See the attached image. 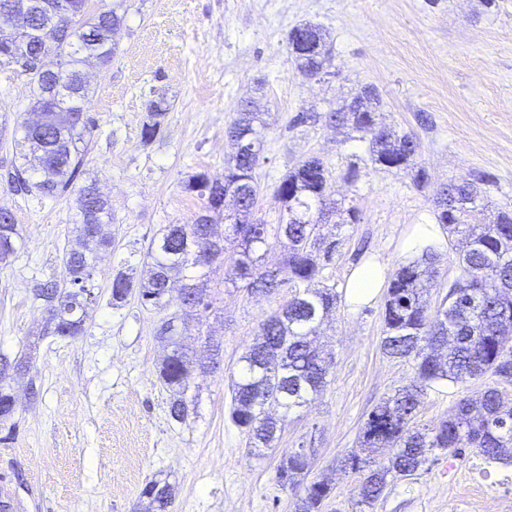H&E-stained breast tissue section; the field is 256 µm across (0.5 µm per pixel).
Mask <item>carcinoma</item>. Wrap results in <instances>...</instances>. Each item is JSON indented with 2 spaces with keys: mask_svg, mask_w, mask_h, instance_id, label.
<instances>
[{
  "mask_svg": "<svg viewBox=\"0 0 512 512\" xmlns=\"http://www.w3.org/2000/svg\"><path fill=\"white\" fill-rule=\"evenodd\" d=\"M11 2L23 27L14 51L39 62L42 74L50 75L58 66L64 70L66 93L59 98L41 74H31V111L40 113L42 124L31 127L26 119L19 123L8 182L44 198L76 192L75 242L83 244L86 252L72 247L65 250L61 276L40 281L33 288L34 299L54 314L44 333L74 338L86 332L93 254L112 244V237L98 234L100 228L112 225V211L96 183L73 190L88 151L87 136L94 128L85 112L91 88L83 67L91 58L101 66L112 62L116 55L112 36L123 23L118 13L123 2L115 0L90 11L88 0H42V15L35 18L24 13L27 0ZM287 42L300 73L307 76L330 65V47L320 27L295 26ZM379 106L376 89L365 86L329 112H300L292 122L349 125L369 137L375 163L405 170L416 186H426L429 174L417 161L419 144L413 136L382 125ZM167 110L162 99L150 103V122L142 129L144 142L158 133ZM264 126L261 113L251 109L239 113L229 132L247 136L255 149L233 155L221 182L204 173L184 182L185 191L203 200V214L192 224H169L161 236L151 240L146 257L151 259L152 274L140 285L138 299L146 307L162 308L169 302L165 280L175 277L191 287L179 296L182 315L163 321L156 332V338L170 347L158 367V378L170 391L169 416L183 422L188 416L185 395L194 369L216 364L219 355L218 344L211 340L207 363L189 355L181 343L190 320L200 319L211 306L204 268L224 263L220 256L210 261L202 257L214 225L210 213L224 210L225 193L248 187L238 213L224 214L223 241L238 253L232 276L246 282L249 290L266 287L261 259L277 246L281 260L276 267V288L295 289L286 304L262 321L256 342L240 357L237 375L231 377V422L245 432L250 447L269 449L282 430L269 407L288 413L327 386L332 352L317 347L315 339L324 318L336 308L338 294L321 284L331 246L337 244L316 236L315 226L324 223L327 207V171L322 159L300 161L276 185L274 196L285 217L274 229L254 217L260 195L255 170L261 159ZM435 204L437 222L465 240L459 251V274L434 303L436 253L428 252L421 260L400 266L390 281L381 349L391 357L413 360L415 376L369 412L359 433L360 452L341 460L342 470L362 476L357 501L362 507H374L391 481L415 475L451 450L476 448L489 461L512 463V399L495 385L460 397L448 418L433 428H419L415 423L421 396L445 381L458 384L490 374L512 384V206L498 208L492 221H483L487 201L477 178L449 180L437 191ZM20 240L14 214L0 207V264L17 253ZM130 293V280L115 278L112 305L125 302ZM27 366L24 354L12 361L0 360L1 429L11 432L16 426L10 373H20ZM309 469V456L298 451L283 454L277 468L282 486L303 487L296 512H321L331 494L327 480L303 483ZM141 496L148 500L145 512H167L174 489L151 480Z\"/></svg>",
  "mask_w": 512,
  "mask_h": 512,
  "instance_id": "cac0c4a2",
  "label": "carcinoma"
}]
</instances>
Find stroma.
Wrapping results in <instances>:
<instances>
[{
	"instance_id": "1",
	"label": "stroma",
	"mask_w": 512,
	"mask_h": 512,
	"mask_svg": "<svg viewBox=\"0 0 512 512\" xmlns=\"http://www.w3.org/2000/svg\"><path fill=\"white\" fill-rule=\"evenodd\" d=\"M125 9L111 64L87 70L93 94L85 110L95 128L77 182H96L108 199L112 246L95 266L87 331L73 339L45 334L32 289L62 270L75 197L9 187L14 132L33 85L21 70L0 67V206L24 239L0 269V355L30 358L12 383L16 429L0 441V500L11 512H137L156 478L176 488L170 512H294L296 493L280 486L276 471L285 449L302 448L312 455L309 479L332 480L323 512H357L360 477L336 462L358 448L367 414L408 384L415 367L383 353L384 301L352 306L347 279L374 256L398 268L405 233L435 223L433 189L450 179L481 178L489 211L512 203V0H125ZM305 22L326 30L332 45L318 80L298 72L287 47L289 30ZM368 85L380 96L383 123L417 138L430 187L374 164L367 141L349 128L293 124L297 113L327 111ZM161 96L169 110L143 143L149 103ZM250 100L260 102L266 123L259 217L279 222L274 187L312 155L328 168L331 199L360 212L358 223L336 215L323 227L338 242L322 273L339 295L322 327L335 356L329 383L288 414L274 448L262 451L229 419L230 377L292 289L248 294L227 280L237 254L225 251L210 274L213 308L185 339L199 354L212 335L221 363L195 373L182 423L168 416L155 337L161 321L179 313L177 301L156 309L133 295L119 307L111 299L116 276L139 283L153 236L201 214L202 200L183 184L200 172L223 179L228 128ZM491 382L429 389L417 425L436 426L459 397ZM373 512H512V465L487 463L473 448L447 454L445 463L392 482Z\"/></svg>"
}]
</instances>
